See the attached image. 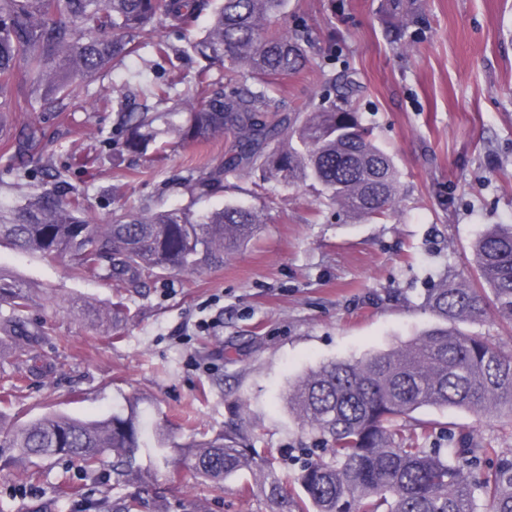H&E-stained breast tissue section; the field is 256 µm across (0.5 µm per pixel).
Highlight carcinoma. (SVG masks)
I'll list each match as a JSON object with an SVG mask.
<instances>
[{
	"mask_svg": "<svg viewBox=\"0 0 512 512\" xmlns=\"http://www.w3.org/2000/svg\"><path fill=\"white\" fill-rule=\"evenodd\" d=\"M287 0H0V113L39 105L58 112L82 102L86 84L108 68L125 65L147 47L157 75L135 86L140 103L102 95L118 112L114 156L151 155L232 139L224 163L206 165L183 184L193 200L224 189L230 172L260 174L288 185L312 181L346 213L365 219L389 216L399 203V174L350 105L321 101L300 113H282L270 96L279 76L307 63L309 32L288 30ZM209 12L202 37L189 42L197 67L193 87L181 94L185 51L157 39L158 24L184 35ZM24 73L27 93L12 87ZM237 84L224 92V81ZM253 84H248V81ZM43 128L26 125L15 138L25 159L47 148ZM86 196L61 175L11 205H0V241L54 261L67 260L77 276L92 274L136 288L224 256L251 239L258 211L235 204L197 214L191 207L155 211L122 207L108 224H92ZM476 278H447L427 296L440 320L411 342L358 360H334L298 377L288 408L329 452L332 462L308 458L294 476L272 455L244 444L239 430L211 440H191L185 460L213 482L257 470L268 486L272 512H476L475 493L491 512H512V451L448 432L447 447L421 446L433 423L414 418L423 406H454L479 416L512 414V352L448 322L475 321L493 310L512 324V227L487 231L475 242ZM0 330L25 344L32 298L0 270ZM167 438L134 403L100 419L49 413L0 426V447L18 459L68 457L86 473L111 468L112 488L138 479L167 512L157 488L138 463L143 448L164 454ZM298 484L295 494L289 482ZM98 512H141L140 498L95 500Z\"/></svg>",
	"mask_w": 512,
	"mask_h": 512,
	"instance_id": "1",
	"label": "carcinoma"
}]
</instances>
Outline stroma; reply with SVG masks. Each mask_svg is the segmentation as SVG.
Instances as JSON below:
<instances>
[{
    "label": "stroma",
    "instance_id": "1",
    "mask_svg": "<svg viewBox=\"0 0 512 512\" xmlns=\"http://www.w3.org/2000/svg\"><path fill=\"white\" fill-rule=\"evenodd\" d=\"M413 19L397 26L390 0H288L289 26L310 32L303 71L278 80L283 112L338 97L333 78L364 91L354 101L400 176V203L385 220H358L329 203L320 186L230 176L198 210L236 203L260 209L262 224L220 266L173 273L127 291L73 276L65 260L47 262L0 242V270L29 288L28 327L40 339L18 352L0 331V422L46 412L94 419L137 404L169 419L167 454L180 465L168 480L154 451L140 452L144 475L166 488L169 512H270L257 478L246 472L223 488L180 459L182 443L241 427L259 452L277 458L311 445L289 414V383L324 362L360 359L436 326L426 307L446 272L473 276L472 245L496 224H512V0H414ZM336 43L328 45V28ZM141 50L124 68L91 83L82 108L36 109L13 116L0 134V199L18 196L9 157L16 127L62 133L57 168L88 197V217L148 203L187 205L182 177L220 160L225 141L169 152L163 161L128 157L112 165L117 115L93 105L102 89L126 87L148 72ZM102 154L95 174L80 161ZM128 313L106 325L96 313L115 297ZM416 418L437 431L471 433L496 450L512 449V422L448 407ZM113 488L107 470L87 480L77 469L0 460V512H95L90 486Z\"/></svg>",
    "mask_w": 512,
    "mask_h": 512
}]
</instances>
